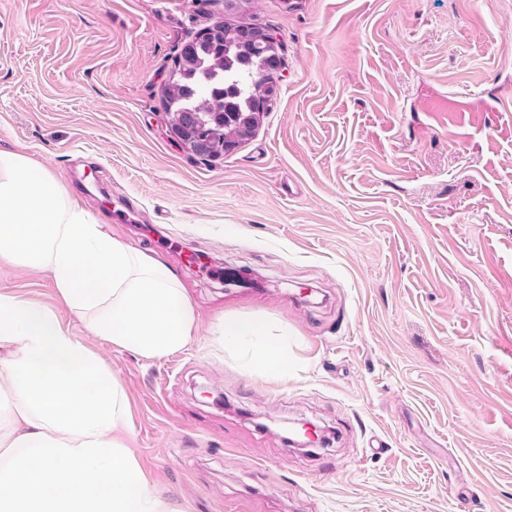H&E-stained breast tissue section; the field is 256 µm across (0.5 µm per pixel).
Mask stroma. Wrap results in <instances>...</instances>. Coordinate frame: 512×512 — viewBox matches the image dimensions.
I'll list each match as a JSON object with an SVG mask.
<instances>
[{
  "label": "stroma",
  "mask_w": 512,
  "mask_h": 512,
  "mask_svg": "<svg viewBox=\"0 0 512 512\" xmlns=\"http://www.w3.org/2000/svg\"><path fill=\"white\" fill-rule=\"evenodd\" d=\"M222 20L272 29L282 80L205 160L161 88ZM0 150L191 292L182 351L91 344L176 512H512V0H0ZM0 292L85 338L49 276ZM222 313L287 329V377L211 344Z\"/></svg>",
  "instance_id": "stroma-1"
}]
</instances>
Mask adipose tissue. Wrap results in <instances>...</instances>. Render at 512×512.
Wrapping results in <instances>:
<instances>
[{"instance_id":"1","label":"adipose tissue","mask_w":512,"mask_h":512,"mask_svg":"<svg viewBox=\"0 0 512 512\" xmlns=\"http://www.w3.org/2000/svg\"><path fill=\"white\" fill-rule=\"evenodd\" d=\"M0 267L49 275L88 334L0 293V512H173L128 446L126 392L89 342L150 359L185 348L197 314L182 280L9 151H0ZM211 336L244 352L248 372L288 373V338L272 336L264 317L219 316Z\"/></svg>"}]
</instances>
